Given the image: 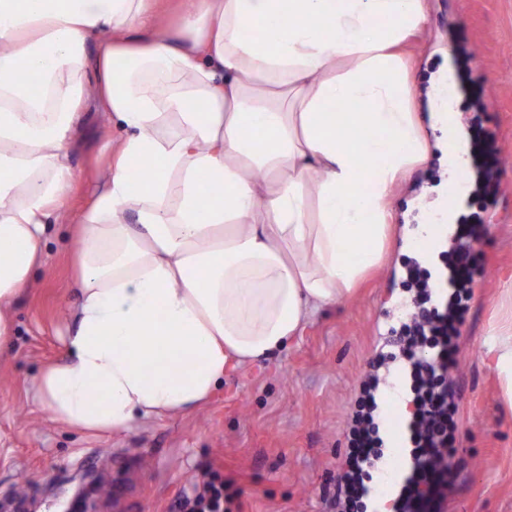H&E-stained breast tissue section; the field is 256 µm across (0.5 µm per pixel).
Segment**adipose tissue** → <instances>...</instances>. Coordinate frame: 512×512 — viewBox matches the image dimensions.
<instances>
[{"instance_id":"1","label":"adipose tissue","mask_w":512,"mask_h":512,"mask_svg":"<svg viewBox=\"0 0 512 512\" xmlns=\"http://www.w3.org/2000/svg\"><path fill=\"white\" fill-rule=\"evenodd\" d=\"M0 0V347L51 223L79 227L64 354L33 380L59 423L124 432L198 410L353 296L391 196L433 150L401 46L425 0ZM112 127L68 215L87 91ZM147 159V175L134 165Z\"/></svg>"}]
</instances>
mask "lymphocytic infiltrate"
Returning <instances> with one entry per match:
<instances>
[{
  "mask_svg": "<svg viewBox=\"0 0 512 512\" xmlns=\"http://www.w3.org/2000/svg\"><path fill=\"white\" fill-rule=\"evenodd\" d=\"M411 284L425 309L419 320L402 326L396 339L397 354L409 367L413 407L405 427L406 472L393 496V512H442L450 482L446 462L448 430L455 404L445 384L455 363L454 337L458 329L447 311L433 307L432 286L419 276ZM377 404L368 401V415L354 432L353 463L345 475L344 504L356 506L370 493V470L382 458L379 426L372 415Z\"/></svg>",
  "mask_w": 512,
  "mask_h": 512,
  "instance_id": "lymphocytic-infiltrate-1",
  "label": "lymphocytic infiltrate"
}]
</instances>
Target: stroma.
Here are the masks:
<instances>
[{
  "mask_svg": "<svg viewBox=\"0 0 512 512\" xmlns=\"http://www.w3.org/2000/svg\"><path fill=\"white\" fill-rule=\"evenodd\" d=\"M426 5L427 27L402 47L421 92L418 112L428 114L430 96L457 93L458 121L478 145L470 162L491 172L494 188L477 191L434 158L394 191L392 206L396 224H436L448 180L469 199L456 234L476 236L473 282L447 376L456 413L444 512H512V409L486 344L512 333V0ZM450 63L456 91L434 88ZM109 135L101 113L87 106L71 150L69 209L88 206ZM72 247L70 226L52 225L45 261L14 305L15 334L0 354V512H67L93 479L108 486L100 512H180L211 471L224 480L231 512H336L363 388L388 368L386 343L414 314L407 282L417 258L389 252L352 298L324 309L287 350L229 364L223 386L196 412L89 435L52 420L32 390L40 369L63 354V309L77 299Z\"/></svg>",
  "mask_w": 512,
  "mask_h": 512,
  "instance_id": "obj_1",
  "label": "stroma"
}]
</instances>
